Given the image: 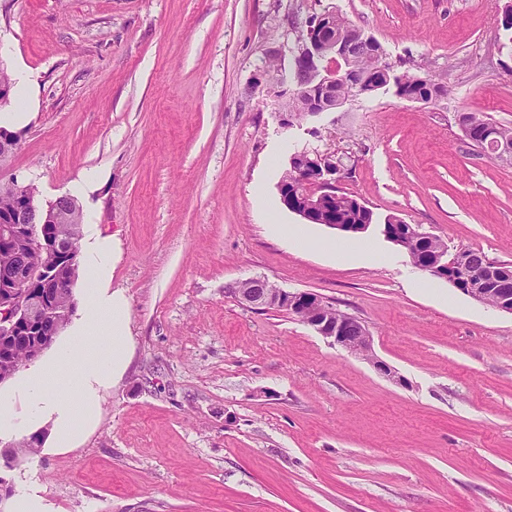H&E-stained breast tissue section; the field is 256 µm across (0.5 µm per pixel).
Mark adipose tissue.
<instances>
[{
  "label": "adipose tissue",
  "instance_id": "ef3b65f1",
  "mask_svg": "<svg viewBox=\"0 0 512 512\" xmlns=\"http://www.w3.org/2000/svg\"><path fill=\"white\" fill-rule=\"evenodd\" d=\"M84 260L90 287L68 339L0 394V440L48 422L54 447H71L90 421L91 407L124 367L129 315L125 297L110 287L116 251L91 227L85 230Z\"/></svg>",
  "mask_w": 512,
  "mask_h": 512
}]
</instances>
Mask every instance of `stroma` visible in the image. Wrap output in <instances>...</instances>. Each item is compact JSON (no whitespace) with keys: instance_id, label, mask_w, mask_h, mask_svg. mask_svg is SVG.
I'll return each mask as SVG.
<instances>
[{"instance_id":"35a3bbf8","label":"stroma","mask_w":512,"mask_h":512,"mask_svg":"<svg viewBox=\"0 0 512 512\" xmlns=\"http://www.w3.org/2000/svg\"><path fill=\"white\" fill-rule=\"evenodd\" d=\"M508 1L0 0V59L34 81L0 179L75 198L114 241L131 332L73 447L46 425L0 442L39 440L0 468L11 493L46 512H512V314L419 270L377 224L307 223L278 190L294 152H332L339 190L378 221L512 263V163L456 120L512 127ZM327 7L446 96L379 91L283 129L278 68ZM364 241L385 261L347 258ZM255 275L357 317L400 383L244 306L234 287ZM458 114V116H460L461 119H464V121L469 125L468 133H464V137L469 141L468 143L473 147L480 148L484 152L494 155L496 158H500L495 151H502L504 149V144L497 140L496 144L498 146L495 147L494 151L491 149L489 143L495 139L494 136L504 138L510 137L512 142V127L509 128L498 125L476 112H461Z\"/></svg>"}]
</instances>
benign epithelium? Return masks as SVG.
<instances>
[{"label":"benign epithelium","instance_id":"obj_1","mask_svg":"<svg viewBox=\"0 0 512 512\" xmlns=\"http://www.w3.org/2000/svg\"><path fill=\"white\" fill-rule=\"evenodd\" d=\"M373 42L369 36L349 39L336 34L327 16H320L307 24L306 34L299 45L292 50L288 76L279 78L284 85L301 86L305 89L318 87L320 97L304 103L302 113H282V128L293 126L298 116H315L329 112L344 103V99L333 90L335 79L321 73V61L328 54H334L346 63H351L356 54L359 40ZM292 161H302L297 169L294 184L280 183L279 192L283 204L293 213L311 224H324L344 232L353 231L346 224L328 221L326 205L336 198V184L343 177L344 170L334 155L316 152L311 156L297 153ZM9 188L15 195L13 210L0 215V238L22 240L32 249L43 247L41 237L34 224L38 223L36 208L30 200L27 185L14 181ZM384 236L401 247L406 253L421 251L434 239L421 224H408L395 216L392 223L383 225ZM72 248L66 243L54 246V259L39 269L24 264L0 271V331L23 332L38 337L36 347L45 346L47 337L40 330L48 314V307L58 289L68 282L66 268L71 263ZM469 250L460 249L448 256V250L434 252L417 268L431 276L442 279L461 293L498 310L512 314V283L503 280L509 268L488 259L476 267L470 262ZM240 302L250 308L271 307L298 310L305 314L304 323L320 336L333 344L365 357L385 378L398 382L400 378L385 362L377 359L372 352V339L367 327L349 314L339 315L335 307L323 297L309 292H290L278 287L264 276H253L241 281L234 289Z\"/></svg>","mask_w":512,"mask_h":512}]
</instances>
